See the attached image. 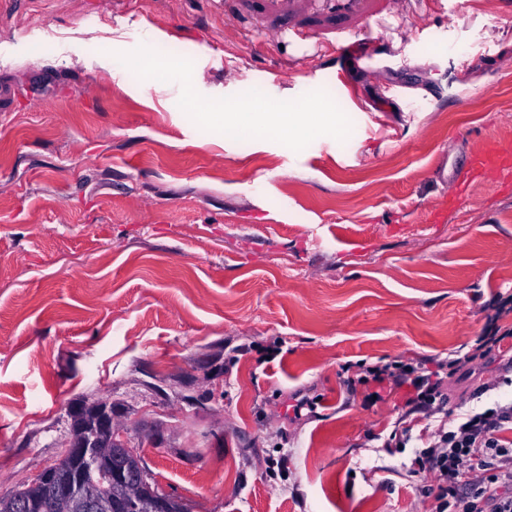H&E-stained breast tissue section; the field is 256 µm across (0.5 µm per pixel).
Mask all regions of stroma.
Returning a JSON list of instances; mask_svg holds the SVG:
<instances>
[{
    "label": "stroma",
    "mask_w": 512,
    "mask_h": 512,
    "mask_svg": "<svg viewBox=\"0 0 512 512\" xmlns=\"http://www.w3.org/2000/svg\"><path fill=\"white\" fill-rule=\"evenodd\" d=\"M152 29L167 55L126 78ZM257 84L335 131L186 110ZM0 98V497L106 399L188 512H432L412 462L512 402V348L429 417L346 380L464 357L512 295V181L452 178L512 150V0H0Z\"/></svg>",
    "instance_id": "stroma-1"
}]
</instances>
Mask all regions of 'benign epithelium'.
Returning a JSON list of instances; mask_svg holds the SVG:
<instances>
[{
  "label": "benign epithelium",
  "instance_id": "benign-epithelium-1",
  "mask_svg": "<svg viewBox=\"0 0 512 512\" xmlns=\"http://www.w3.org/2000/svg\"><path fill=\"white\" fill-rule=\"evenodd\" d=\"M128 448H70L68 453L76 460L73 473L62 475L48 468L41 471L30 486L21 489L8 506L15 512L29 508L26 497L37 490L50 494L55 499L67 501L79 512H112V499L103 500L97 496L92 485L100 475L108 476L123 491L125 498L137 496L144 481L140 467L127 464Z\"/></svg>",
  "mask_w": 512,
  "mask_h": 512
}]
</instances>
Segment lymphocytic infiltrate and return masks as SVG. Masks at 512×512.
<instances>
[{"label": "lymphocytic infiltrate", "mask_w": 512, "mask_h": 512, "mask_svg": "<svg viewBox=\"0 0 512 512\" xmlns=\"http://www.w3.org/2000/svg\"><path fill=\"white\" fill-rule=\"evenodd\" d=\"M507 304L504 297L491 302L487 327L464 361L441 363L431 371L411 362L391 360L364 367L359 384L407 388V403L417 411L443 407L447 402L442 390L445 376L461 370L463 363L487 359L506 339H512V329H501L497 318ZM509 422L512 403L469 412L464 421L436 430L431 445L413 461L414 471L432 480L427 491L436 501L435 512H512V448L499 437L503 425Z\"/></svg>", "instance_id": "1"}]
</instances>
